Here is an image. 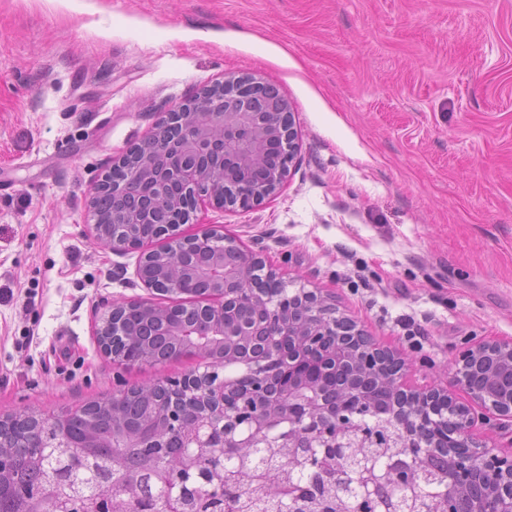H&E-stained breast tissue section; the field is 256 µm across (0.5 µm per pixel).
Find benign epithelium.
Returning a JSON list of instances; mask_svg holds the SVG:
<instances>
[{
    "mask_svg": "<svg viewBox=\"0 0 512 512\" xmlns=\"http://www.w3.org/2000/svg\"><path fill=\"white\" fill-rule=\"evenodd\" d=\"M242 78L226 79L196 93L158 118L143 139L146 150L130 163L133 178L153 194L128 197V186L104 182L123 203L112 215L93 212L96 239L114 251L139 250L137 276L143 286L183 296L189 303L115 301L96 336L101 349L127 365L152 361L148 347L132 358L134 340L124 311L136 306L145 322L178 338L169 360L208 362L179 378L138 384L150 397L158 388L171 401L152 407L143 426L126 433L124 448H164L169 432L184 438L174 462L159 464L154 481L162 490L156 508L140 512H184L182 491L169 483L173 469L199 471V457L240 458L250 448H308L321 458L348 449L392 447V486L411 485L433 457L454 461L441 484L443 512H512V453L498 454L476 441L473 429L512 420V391L500 379L512 376V340L463 347L446 387L407 386L408 358L381 346L350 317L314 291L273 294L277 277L257 255L246 252L210 226L185 235L198 205L248 209L275 195L289 168L255 178L272 144L293 160L298 149L288 101L251 78L258 91L242 95ZM149 238L141 236L146 225ZM464 391L471 403L457 400ZM126 393L102 397L79 409L83 435L72 438L71 414L42 417L20 412L0 417L1 448H36L44 461L104 447L97 414L123 424ZM271 493L288 503L301 500L294 483L276 482Z\"/></svg>",
    "mask_w": 512,
    "mask_h": 512,
    "instance_id": "7a95c632",
    "label": "benign epithelium"
}]
</instances>
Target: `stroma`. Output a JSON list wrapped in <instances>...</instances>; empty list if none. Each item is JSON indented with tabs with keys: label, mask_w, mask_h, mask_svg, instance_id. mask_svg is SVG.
Here are the masks:
<instances>
[{
	"label": "stroma",
	"mask_w": 512,
	"mask_h": 512,
	"mask_svg": "<svg viewBox=\"0 0 512 512\" xmlns=\"http://www.w3.org/2000/svg\"><path fill=\"white\" fill-rule=\"evenodd\" d=\"M276 86L299 148L250 210L202 205L287 282L332 296L446 383L512 339V0H0V415H46L175 378L95 328L161 301L89 201L161 113L228 77Z\"/></svg>",
	"instance_id": "1"
}]
</instances>
